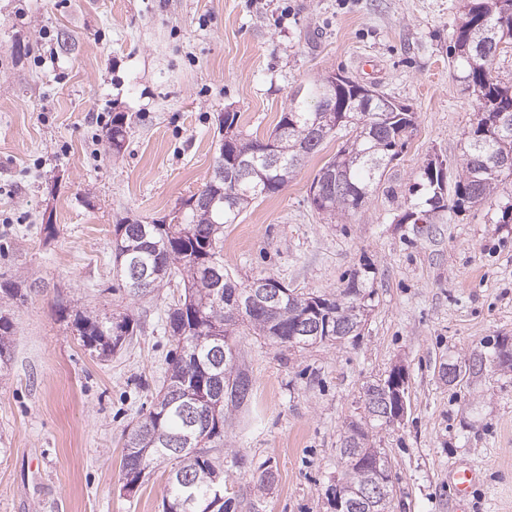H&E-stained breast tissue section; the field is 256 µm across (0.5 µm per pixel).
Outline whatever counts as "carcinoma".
I'll return each mask as SVG.
<instances>
[{
	"mask_svg": "<svg viewBox=\"0 0 512 512\" xmlns=\"http://www.w3.org/2000/svg\"><path fill=\"white\" fill-rule=\"evenodd\" d=\"M512 48V0H466L464 17L458 28L453 57L458 78L478 100L476 122L464 132L461 172L455 175L451 197H446V177L440 169L425 166L421 174L424 201L405 219L441 209L459 212L497 201V190L512 176V167L494 169L495 161L512 159V81L496 71L495 61ZM322 92L316 83L293 94L290 107L282 112L276 128L288 127V164L295 157L307 158L320 151L325 140L341 139L336 155L324 163L327 169L343 162L344 155L357 146V156L345 164V183L326 193L318 209L331 214L354 215L385 181L389 165L402 152L415 126L414 112L405 105L388 110L382 94L368 96L351 78L336 85V119L331 127L318 111ZM126 122L119 115L112 120L106 137L112 151L119 153L126 139ZM272 140H239V152L263 174L240 184L247 196L231 207L216 201L209 204V185L196 193L195 206L183 214L146 224L114 225L112 266L118 287L132 298L153 292V288H133L128 268L158 272L154 288L178 278L183 296L167 311L166 329L171 337L167 376L147 414L124 433L122 459L123 489L132 493L141 484L144 465L172 461L168 474L163 512H231L232 498L224 497V470L210 454L212 444L224 437V411L246 405L252 394V379L235 360L221 367L211 358L216 345L241 327L276 344L290 347L300 316L308 312L321 323V335L336 340L338 331L351 329V305L365 306L369 294L363 282L354 277L338 296L328 298L313 293L288 290L273 308L253 304L232 326L224 323L232 294L248 295L224 272V225L236 224L241 214L258 199L279 193L284 182L274 171L263 167L265 150ZM125 335L113 334L114 325ZM72 327L82 346L98 357H109L120 350L134 332V320L125 315L114 322L98 314L77 313ZM13 319L0 313V373L11 367ZM366 422H350L342 439L341 453L348 461L340 482L360 489L375 469L389 468L384 452L356 457L346 454L349 446L369 447V431L386 422L364 409Z\"/></svg>",
	"mask_w": 512,
	"mask_h": 512,
	"instance_id": "cac0c4a2",
	"label": "carcinoma"
}]
</instances>
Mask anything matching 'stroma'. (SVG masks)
Segmentation results:
<instances>
[{
  "instance_id": "35a3bbf8",
  "label": "stroma",
  "mask_w": 512,
  "mask_h": 512,
  "mask_svg": "<svg viewBox=\"0 0 512 512\" xmlns=\"http://www.w3.org/2000/svg\"><path fill=\"white\" fill-rule=\"evenodd\" d=\"M465 0H0V293L14 320L0 376V512H163L169 465L122 489L123 434L168 368L175 285L117 291L114 226L179 208L209 178L224 111L268 136L291 94L345 71L407 105L415 129L361 213L332 218L311 181L338 148L325 141L278 194L224 227V267L239 284L269 275L336 296L352 275L371 290L359 335L300 350L239 330L253 381L213 449L234 512H334L344 431L364 384L394 367L407 411L374 442L390 463V512H512V223L497 206L440 212L429 236L404 216L428 162L454 167L476 97L450 52ZM127 124L113 153L104 134ZM68 314H61L60 306ZM129 315L138 331L102 361L80 344L73 311ZM483 355L482 373L439 370ZM477 482L459 496L448 476ZM272 473L268 489L258 477Z\"/></svg>"
}]
</instances>
